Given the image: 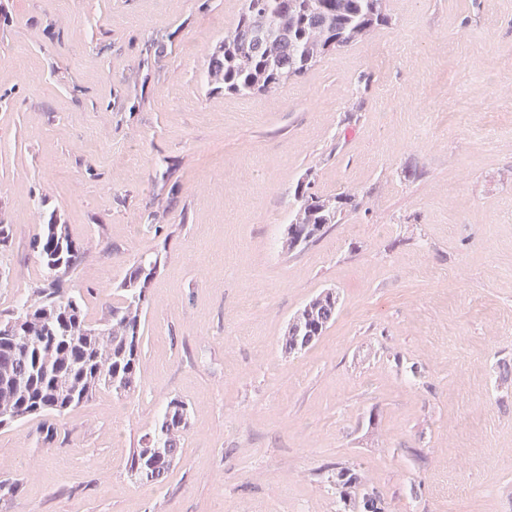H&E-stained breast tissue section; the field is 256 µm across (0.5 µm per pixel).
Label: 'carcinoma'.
Here are the masks:
<instances>
[{"mask_svg":"<svg viewBox=\"0 0 512 512\" xmlns=\"http://www.w3.org/2000/svg\"><path fill=\"white\" fill-rule=\"evenodd\" d=\"M391 25L385 0H244L236 25L213 52L210 83L226 95H274L304 78L329 53L366 40ZM313 171L297 180L282 249L301 251L360 206L356 191L322 195ZM31 247L45 275L6 314L0 313V428L37 416H63L100 389H135L141 368L147 289L159 255L140 258L117 285L121 304L101 323L90 322L81 294L63 288L82 245L67 224L45 220ZM336 289L324 288L289 319L282 347L298 354L314 347L336 320ZM188 406L171 399L153 434L127 461L141 482H159L176 462L188 427Z\"/></svg>","mask_w":512,"mask_h":512,"instance_id":"carcinoma-1","label":"carcinoma"}]
</instances>
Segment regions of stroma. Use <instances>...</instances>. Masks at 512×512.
Wrapping results in <instances>:
<instances>
[{
	"instance_id": "stroma-1",
	"label": "stroma",
	"mask_w": 512,
	"mask_h": 512,
	"mask_svg": "<svg viewBox=\"0 0 512 512\" xmlns=\"http://www.w3.org/2000/svg\"><path fill=\"white\" fill-rule=\"evenodd\" d=\"M242 3L0 0V311L43 275L41 204L83 247L68 285L91 322L164 259L135 391L0 429V480L22 482L0 512H362L372 490L385 512H512V0H386L392 26L279 94L210 93ZM308 170L364 206L286 254ZM327 287L335 322L283 355ZM174 397L180 458L138 482ZM339 297L335 288H323L289 319L282 347L298 354L314 347L336 320Z\"/></svg>"
}]
</instances>
